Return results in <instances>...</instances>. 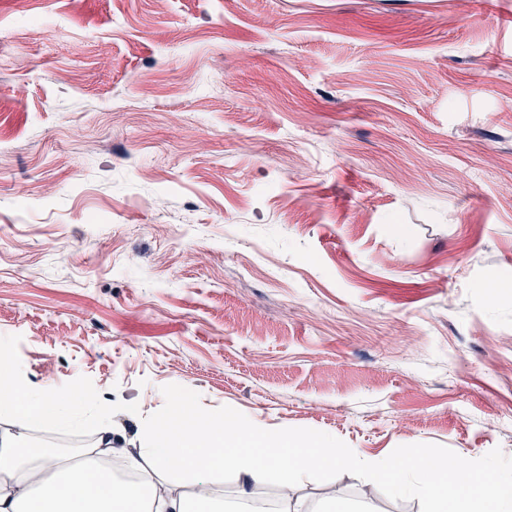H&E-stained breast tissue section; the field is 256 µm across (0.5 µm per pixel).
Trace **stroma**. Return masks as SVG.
<instances>
[{
	"label": "stroma",
	"instance_id": "35a3bbf8",
	"mask_svg": "<svg viewBox=\"0 0 512 512\" xmlns=\"http://www.w3.org/2000/svg\"><path fill=\"white\" fill-rule=\"evenodd\" d=\"M0 342L131 442L512 462V0H0Z\"/></svg>",
	"mask_w": 512,
	"mask_h": 512
}]
</instances>
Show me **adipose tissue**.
<instances>
[{"instance_id":"obj_1","label":"adipose tissue","mask_w":512,"mask_h":512,"mask_svg":"<svg viewBox=\"0 0 512 512\" xmlns=\"http://www.w3.org/2000/svg\"><path fill=\"white\" fill-rule=\"evenodd\" d=\"M0 512H237L258 487L279 489L277 512H300L294 496L311 472L354 468L368 483L395 496L422 495L435 512H512V468L447 465L421 457L398 463L391 457L360 460L354 452L318 436L257 432L229 414H203L197 401L170 396L159 416L145 420L135 448L116 447L113 411L133 405L118 401L99 410L86 388L34 391L25 385L14 360L0 352ZM98 411V439L74 458L29 448L27 432L38 426L76 431ZM120 456L132 480L104 471V461ZM98 475L90 484V475ZM234 482L236 501L224 496Z\"/></svg>"}]
</instances>
